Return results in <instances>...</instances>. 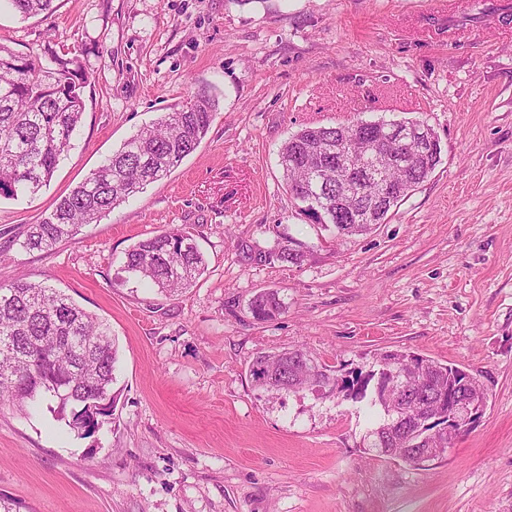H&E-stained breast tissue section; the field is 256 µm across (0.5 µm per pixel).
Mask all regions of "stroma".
Instances as JSON below:
<instances>
[{
  "label": "stroma",
  "instance_id": "1",
  "mask_svg": "<svg viewBox=\"0 0 512 512\" xmlns=\"http://www.w3.org/2000/svg\"><path fill=\"white\" fill-rule=\"evenodd\" d=\"M0 0V43L48 62L80 51L85 112L49 186L0 200V284L60 289L119 346L118 398L92 437L41 401L0 409V495L28 512H512V14L458 25L452 0ZM218 106L167 177L47 252L28 225L161 112ZM420 118L441 161L370 234L339 238L285 188L304 127ZM184 225L207 258L171 296L122 270L139 240ZM310 246L299 267L239 247ZM274 289L285 312L253 319ZM302 348L369 368L409 350L469 370L487 407L426 466L360 443L351 403L269 397L248 364ZM55 0H8L13 9L23 17L50 14Z\"/></svg>",
  "mask_w": 512,
  "mask_h": 512
}]
</instances>
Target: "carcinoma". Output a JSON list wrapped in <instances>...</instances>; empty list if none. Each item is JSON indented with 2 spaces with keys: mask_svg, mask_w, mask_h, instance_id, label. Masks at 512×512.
Returning a JSON list of instances; mask_svg holds the SVG:
<instances>
[{
  "mask_svg": "<svg viewBox=\"0 0 512 512\" xmlns=\"http://www.w3.org/2000/svg\"><path fill=\"white\" fill-rule=\"evenodd\" d=\"M23 17L50 14L54 0H8ZM53 66L25 58L0 44V197L35 195L49 185L82 122L83 91L88 75L76 57L52 54ZM215 99L206 91L193 100L174 106L151 125L130 136L70 193L62 197L48 220L30 225L22 248L47 251L74 235L129 197L178 168L207 134ZM355 133L368 144L386 138V124L361 119L335 126L305 127L282 146L280 166L288 192L304 204L303 212L316 222L332 225L338 237L369 233L371 224H357L343 209H336V181L322 182L314 155L324 165H336V144ZM412 158L405 170L390 164L377 169L394 180L392 200L377 216L383 224L393 207L425 181L441 161L440 141L423 153L418 143L407 147ZM273 259L302 265L310 248L284 237L268 251ZM206 269V259L194 235L172 228L134 244L126 253L123 270L161 294L172 295L190 287ZM248 309L257 320H273L284 313L278 292L263 291ZM310 353L296 349L261 353L249 363L255 387L270 396L283 391L296 393L319 386L318 399L350 401L366 413L363 447L406 463L407 436L415 432V417L396 422L392 404L377 393L376 371L391 357L410 369L411 384L430 392L448 393L456 383L453 365L414 356L409 351L385 352L367 371L332 369L319 364L300 366L296 357ZM118 349L110 327L78 306L61 291L25 277L0 286V407L19 410L37 399L52 403L50 410L68 421L71 430L92 435L108 422L116 403ZM276 376L266 386L262 380Z\"/></svg>",
  "mask_w": 512,
  "mask_h": 512,
  "instance_id": "cac0c4a2",
  "label": "carcinoma"
}]
</instances>
